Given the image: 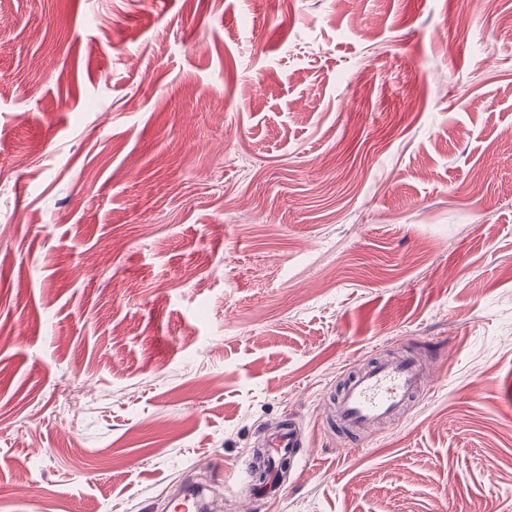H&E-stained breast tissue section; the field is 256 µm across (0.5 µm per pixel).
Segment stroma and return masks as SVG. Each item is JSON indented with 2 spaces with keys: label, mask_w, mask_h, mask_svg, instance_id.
Masks as SVG:
<instances>
[{
  "label": "stroma",
  "mask_w": 512,
  "mask_h": 512,
  "mask_svg": "<svg viewBox=\"0 0 512 512\" xmlns=\"http://www.w3.org/2000/svg\"><path fill=\"white\" fill-rule=\"evenodd\" d=\"M511 383L512 0H0V512H512ZM432 389V378L415 351L384 354L358 363L330 401L327 415L346 440L400 420L416 396ZM302 444V434L292 419L282 421L278 430L267 435L263 447L267 448L265 462L270 465L269 475L277 472V464L281 461L294 458ZM252 474V466L251 463L247 465L244 469V472L237 474L235 477V490L237 496L245 501L251 500L253 497L257 495H266V496H276L279 495V489L276 488V485L272 479L267 482L264 487L262 493L260 489L253 483L251 480Z\"/></svg>",
  "instance_id": "obj_1"
}]
</instances>
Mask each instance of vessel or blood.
I'll list each match as a JSON object with an SVG mask.
<instances>
[{"instance_id":"obj_1","label":"vessel or blood","mask_w":512,"mask_h":512,"mask_svg":"<svg viewBox=\"0 0 512 512\" xmlns=\"http://www.w3.org/2000/svg\"><path fill=\"white\" fill-rule=\"evenodd\" d=\"M431 388L432 378L417 352L379 355L357 364L342 381L335 399L329 403V418L337 432L356 444L368 430L400 420L412 399ZM302 444L298 425L293 420H284L278 430L263 441L267 450L265 461L277 466L281 461L294 458ZM235 490L245 501L260 494L275 496L279 493L271 481L264 488H257L247 471L236 475Z\"/></svg>"}]
</instances>
